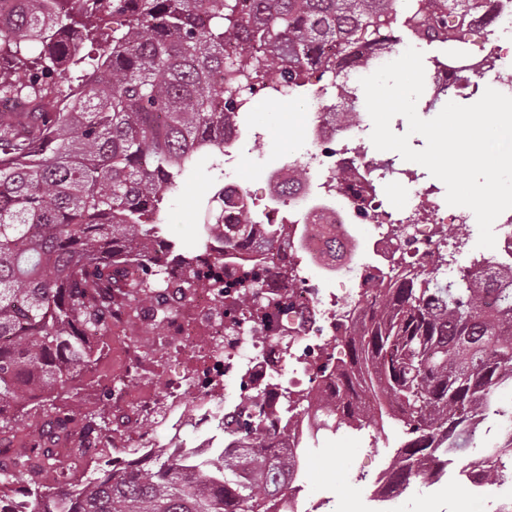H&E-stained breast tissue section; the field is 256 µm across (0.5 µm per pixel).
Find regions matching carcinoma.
<instances>
[{
  "label": "carcinoma",
  "instance_id": "cac0c4a2",
  "mask_svg": "<svg viewBox=\"0 0 512 512\" xmlns=\"http://www.w3.org/2000/svg\"><path fill=\"white\" fill-rule=\"evenodd\" d=\"M67 2L12 0L0 13V434L52 411L58 390L93 370L91 337L114 312L131 322L145 307L172 311L166 268L153 262L162 204L200 156L224 155V125L248 100L298 91L316 73L348 101L339 123H354L359 95L348 78L390 53L371 35L400 18L397 0ZM487 9L488 0L413 5L427 43L444 47L464 29L439 26L442 13L488 20ZM218 200L224 192L208 202L195 248H176L170 263L182 287L217 288L210 234L224 232L227 251L252 248L224 330L259 328L262 276L291 285L296 270L277 262L278 225L248 213L226 224L213 213ZM128 261L140 275H121ZM446 263L399 262L380 286L358 289L341 323L345 357L324 343L315 361L317 376L336 382L334 397L284 394L280 433L260 431L263 396L246 391L224 430L237 449L182 448L75 483L30 482V512H279L291 491L288 428L311 409L324 433L401 425L406 440L384 485L397 495L445 458L485 483H512V405L498 400L512 385V270L486 277L475 266L444 282ZM63 418L112 436L101 411ZM488 420L506 434L473 460ZM30 451L45 470L61 465L50 448Z\"/></svg>",
  "mask_w": 512,
  "mask_h": 512
}]
</instances>
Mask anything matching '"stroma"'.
Listing matches in <instances>:
<instances>
[{
    "label": "stroma",
    "mask_w": 512,
    "mask_h": 512,
    "mask_svg": "<svg viewBox=\"0 0 512 512\" xmlns=\"http://www.w3.org/2000/svg\"><path fill=\"white\" fill-rule=\"evenodd\" d=\"M300 131L295 123L280 121L268 130L264 139L247 140L241 146L242 163L235 175L251 190L264 187L263 164H276L289 143L298 142ZM222 181L218 171L200 164L194 167L180 189L170 194L160 213L169 235L183 246L197 242L198 226L204 205ZM120 369L110 355H101L93 373L61 390L57 405L62 410L81 408L94 410L107 407L103 385L112 381ZM405 436L397 423H389L384 433L373 428L354 430L339 425L327 432L317 447L303 451L300 459L301 479L311 501L323 502L325 512H381L377 501V481L388 465L391 454ZM462 487L453 480L437 483L416 482L398 497L392 512H419L422 503H429L433 512H491V503L512 496V485L491 486L486 490V507H479L472 497H461Z\"/></svg>",
    "instance_id": "35a3bbf8"
}]
</instances>
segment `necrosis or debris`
<instances>
[{"mask_svg":"<svg viewBox=\"0 0 512 512\" xmlns=\"http://www.w3.org/2000/svg\"><path fill=\"white\" fill-rule=\"evenodd\" d=\"M495 20L486 24L482 15L474 14L466 21L464 51L485 64L475 82H458L449 71L447 60H439L428 80L433 86L465 87L470 95H478L481 82L512 85V46L503 40L504 31L512 30V0H492ZM314 108L297 113L302 130L298 147L288 154L287 162L268 169L264 174L266 189L256 194L238 181L225 182L224 188L237 197V207L225 210V223H233L236 210L261 211L264 224H307L304 250L308 264L325 267L323 253L329 238L346 241L353 254L340 269L342 282L359 287L379 281L380 269L392 259L426 262L431 255L455 256L461 249L459 240L449 238V224H468L466 212H448L435 185L419 183L413 170L396 159L370 158L362 150L372 132L369 119L351 126H337L334 106L326 91L315 95ZM303 166L314 171L316 181L296 189L287 208H280L275 187L287 178L291 168ZM346 168L351 177L337 184L336 172ZM401 190V200L391 204L387 188ZM370 227L371 261L359 256L357 227ZM219 298L213 289L198 288L179 303L177 311L164 323L161 343L170 353H179L186 338H194L196 349L189 360L196 398L186 404L181 383L170 384L165 392H157L147 379L150 368L138 357L133 346L114 349L122 365L124 383L113 389L107 400L112 413L111 439L83 432L73 437L52 438L51 448L58 453L66 471L81 478L92 465L112 461L122 466L131 463V449H143L156 455L161 447L181 448L185 442L180 433L184 425L199 429L211 426L224 413L219 402L231 383L246 381L264 394L270 404H278L286 385H309L328 391L326 382L314 377L315 337L336 335L339 317L344 309L335 292L320 284L302 279L295 288L292 305L281 311L270 308L260 331L241 327L231 354L218 351L224 338V318L216 314ZM300 328V348L287 354L278 344L282 325ZM164 410L171 430L166 439H158L156 431L142 428L145 414Z\"/></svg>","mask_w":512,"mask_h":512,"instance_id":"4bbe7bcc","label":"necrosis or debris"}]
</instances>
